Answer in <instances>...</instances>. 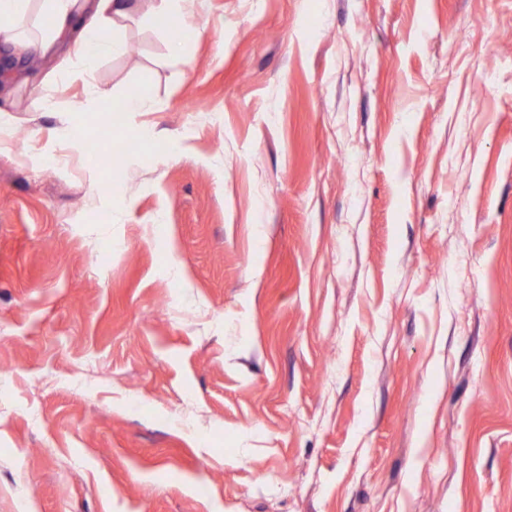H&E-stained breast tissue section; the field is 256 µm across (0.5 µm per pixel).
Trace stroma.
<instances>
[{"label": "stroma", "instance_id": "35a3bbf8", "mask_svg": "<svg viewBox=\"0 0 512 512\" xmlns=\"http://www.w3.org/2000/svg\"><path fill=\"white\" fill-rule=\"evenodd\" d=\"M187 9L0 55V512H512V0Z\"/></svg>", "mask_w": 512, "mask_h": 512}]
</instances>
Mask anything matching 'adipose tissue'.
Here are the masks:
<instances>
[{
  "mask_svg": "<svg viewBox=\"0 0 512 512\" xmlns=\"http://www.w3.org/2000/svg\"><path fill=\"white\" fill-rule=\"evenodd\" d=\"M139 7L140 0H0V46L18 53L33 47L49 56L73 33L76 57L89 71L101 57L124 52L122 24ZM45 12L55 19L48 33L34 23Z\"/></svg>",
  "mask_w": 512,
  "mask_h": 512,
  "instance_id": "adipose-tissue-1",
  "label": "adipose tissue"
}]
</instances>
